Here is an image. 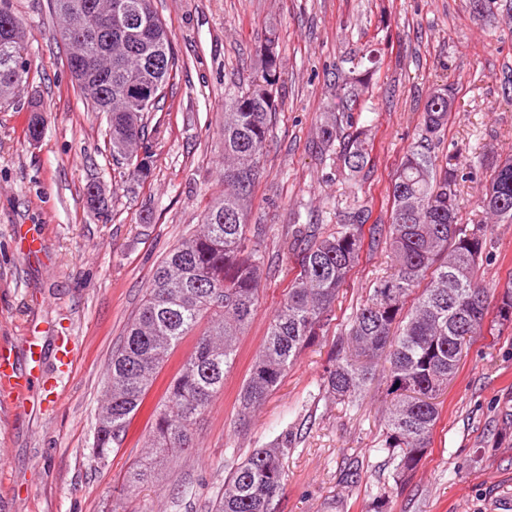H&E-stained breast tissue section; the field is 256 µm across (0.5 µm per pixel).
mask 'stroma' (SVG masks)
I'll return each mask as SVG.
<instances>
[{"label":"stroma","mask_w":512,"mask_h":512,"mask_svg":"<svg viewBox=\"0 0 512 512\" xmlns=\"http://www.w3.org/2000/svg\"><path fill=\"white\" fill-rule=\"evenodd\" d=\"M180 67L162 111L153 113L151 175L138 183L113 160L107 117L92 111L66 66L50 0H15L28 38L33 79L0 109V347H43V382L25 408L0 396V512H211L225 477L253 449L292 431L277 512H371L386 489L389 512H512V325L480 336L439 399L431 446L412 476L397 481L380 452L389 398L376 366L356 410L322 390L337 336L391 265L386 249L365 247L322 335L307 345L255 411L238 398L268 324L299 270L291 231L334 232L339 211L368 206L389 221V191L420 134L424 104L448 88L452 114L432 151L455 159L460 219L488 222L476 204L489 170L478 156L512 158V0H155ZM275 38L279 105L248 209L263 230L260 307L237 343L235 361L199 420L193 450L165 462L152 483L126 493L129 471L147 456V412L122 446L94 459L107 366L137 313L163 253L201 222L224 192V102L260 66L257 49ZM374 75L353 119L364 126L370 162L357 177L338 167V146L320 128L336 88L354 68ZM45 109L38 141L25 131L31 102ZM95 184L108 205L91 213ZM39 236V256L22 254L20 230ZM481 272L490 286L512 278V224L490 231ZM69 341L70 366L56 346ZM362 462L352 486L338 480Z\"/></svg>","instance_id":"1"}]
</instances>
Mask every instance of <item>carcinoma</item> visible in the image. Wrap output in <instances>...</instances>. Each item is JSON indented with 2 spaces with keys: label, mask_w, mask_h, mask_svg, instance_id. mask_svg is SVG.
Masks as SVG:
<instances>
[{
  "label": "carcinoma",
  "mask_w": 512,
  "mask_h": 512,
  "mask_svg": "<svg viewBox=\"0 0 512 512\" xmlns=\"http://www.w3.org/2000/svg\"><path fill=\"white\" fill-rule=\"evenodd\" d=\"M114 2L51 0L56 16L69 23L74 11L87 4L105 15ZM124 2L129 9L123 33L96 37L73 31L66 65L73 69V53L87 59V75L95 84L80 92L93 111L108 113L112 157L128 163L144 144V116L158 110L178 60L153 0ZM27 47L14 0H0V107L11 103L21 85L16 62ZM259 56L258 73L224 104V195L208 206L199 230L172 246L158 263L108 365L92 445L99 460L122 446L160 369L185 337L196 336L192 353L151 410V461L129 472L130 492L155 480L154 463L194 447L197 422L224 389L237 341L257 311L265 250L261 233L247 237L246 216L278 108L275 41L267 40ZM143 73L154 79L153 102L130 104L121 89ZM369 73L367 69L340 85L333 112L320 128L321 143H342L339 161L351 177L368 159L364 139L352 131L349 118L368 93ZM451 105L446 88L426 101L420 138L391 183L389 223L368 225L371 209L354 205L339 213L333 233L298 227L293 245L300 249V271L269 322L239 397L245 412L266 400L302 350L323 332L364 249L365 236L373 244L384 242L392 272L376 280L366 303L350 317L322 386L336 402L354 407L373 377L374 360L385 357L390 404L380 451L402 481L416 470L430 445L439 418L437 399L460 365L459 344L494 336L497 328L512 323V279L497 292L492 306L489 288L478 275L489 257L490 225L459 222L458 169L449 162L440 166L432 156L431 146L440 140ZM478 202L495 219L512 223V159L494 166ZM290 444L286 432L237 464L224 479L213 512H276ZM360 470L359 461L348 462L340 469V482L357 483Z\"/></svg>",
  "instance_id": "cac0c4a2"
}]
</instances>
